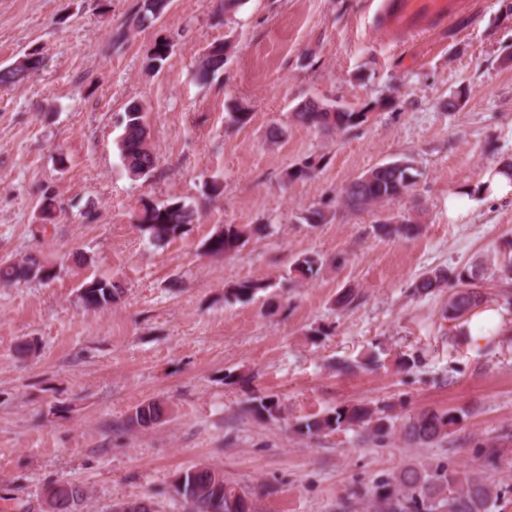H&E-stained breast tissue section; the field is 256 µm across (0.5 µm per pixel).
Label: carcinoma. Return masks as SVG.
Returning <instances> with one entry per match:
<instances>
[{
	"instance_id": "1",
	"label": "carcinoma",
	"mask_w": 512,
	"mask_h": 512,
	"mask_svg": "<svg viewBox=\"0 0 512 512\" xmlns=\"http://www.w3.org/2000/svg\"><path fill=\"white\" fill-rule=\"evenodd\" d=\"M171 0H140L137 11L129 24L113 33L116 45L123 44L132 30L158 21L169 8ZM172 49L167 38L156 41L148 56V66L154 70L164 67ZM228 60L227 45L213 43L206 49L198 72L206 79L224 69ZM41 65L40 52L32 50L23 59L4 72L0 71V86H15L23 83ZM369 109L350 110L328 97L306 98L299 102L292 118L298 123L318 132H334L353 128L367 120ZM124 129L118 142L122 162L127 171L138 178H148L156 169L157 158L149 143L150 132L145 112L132 104L123 118ZM416 168L409 159H401L376 165L351 181L341 191L342 205L352 211H367L384 202L401 199L408 195L417 183ZM334 213L323 208L309 210L301 216L307 224H327ZM198 221L197 209L181 199H172L162 204L142 201L138 222L158 243L183 235L187 226ZM266 230L264 224L240 226L226 224L205 243L206 251L214 256L227 255L244 247L251 237ZM421 225L409 219L378 222L374 231L379 237L413 238L420 234ZM322 267L317 254H302L295 258L289 274L306 280L316 275ZM54 266L38 255H25L12 261L0 262V283L15 285L54 278ZM493 276L499 285L512 286V252L502 254L495 260ZM485 270L469 267H435L422 272L413 282L418 295L429 294L441 288H452L443 317L457 321L480 308L487 298ZM273 287V284L244 281L228 289L233 298H251L256 293ZM124 295L119 282L107 278H93L80 287L79 301L87 310H103L118 303ZM251 410L266 419L281 416L279 401L271 396L254 399ZM167 414L165 405L156 400L145 401L135 407L128 422L143 429L154 428L164 423ZM461 416L456 410L439 411L427 409L419 412L403 424L404 439L415 445L432 446L449 437ZM297 431L315 435L333 432L340 428L365 431L378 438L390 433L388 417L383 410L366 403L336 407L323 416H309L296 423ZM175 492L187 505V512H244L239 503L250 500L248 492L224 480V474L208 466H195L178 476ZM62 500L58 512H76L84 499L83 487L64 482L59 490ZM500 495L495 480L484 470L455 471L444 465L408 464L397 474L382 479L371 491V507L375 512H495L499 508Z\"/></svg>"
}]
</instances>
